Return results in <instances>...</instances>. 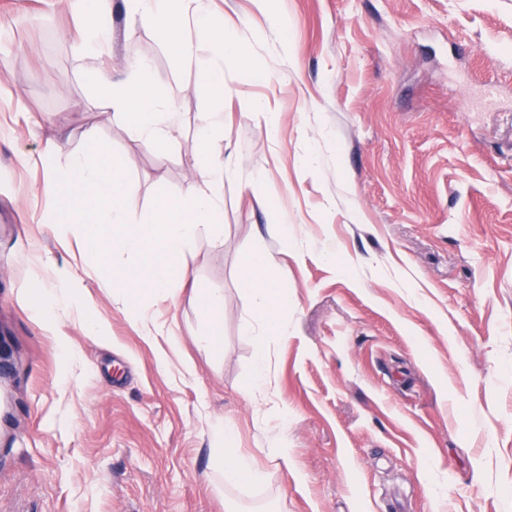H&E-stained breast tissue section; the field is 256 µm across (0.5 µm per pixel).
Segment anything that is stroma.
Here are the masks:
<instances>
[{
    "instance_id": "obj_1",
    "label": "stroma",
    "mask_w": 512,
    "mask_h": 512,
    "mask_svg": "<svg viewBox=\"0 0 512 512\" xmlns=\"http://www.w3.org/2000/svg\"><path fill=\"white\" fill-rule=\"evenodd\" d=\"M272 8L285 31L252 0H212L215 23L262 68H224V136L211 143L237 172L224 182V241L198 232L148 335L137 296L100 288L114 274L103 260L70 316L36 314L49 263L78 265L91 249L77 228L41 223L54 201L41 168L19 158L61 136L84 150L95 127L126 207L157 217L195 175L212 96L112 0L113 79L138 55L158 87L180 90L179 139L145 150L102 111L66 37L82 21L75 0H0L11 35L0 45V328L16 362L0 380V512H225L229 501L240 512H512V0ZM256 172L263 182L247 186ZM283 215L286 242L270 232ZM257 250L288 295V333L267 340L255 400L240 271ZM212 291L224 295L223 332L202 349ZM88 315L102 337L87 335ZM62 337L80 354L65 388ZM219 418L263 484H215ZM277 439L292 471L267 457Z\"/></svg>"
}]
</instances>
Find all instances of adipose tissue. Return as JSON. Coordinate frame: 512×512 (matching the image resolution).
<instances>
[{
  "label": "adipose tissue",
  "mask_w": 512,
  "mask_h": 512,
  "mask_svg": "<svg viewBox=\"0 0 512 512\" xmlns=\"http://www.w3.org/2000/svg\"><path fill=\"white\" fill-rule=\"evenodd\" d=\"M83 2L90 20L71 32L70 38L95 58L112 43V30L107 24L112 0ZM126 7L131 18L158 30L180 63L196 69L214 100L223 102L224 65L230 59L242 57L243 50L214 24L209 0H126ZM201 43L212 49L204 62L196 55V47ZM128 69L127 80L116 83L109 69L92 68L101 107L125 121L131 135L144 147L173 142L179 132L176 90L155 89L151 67L143 59L130 58ZM223 132V112L216 109L202 113L197 177L175 210L161 222L137 218L122 202L123 185L107 167L109 150L95 128H87L83 133L85 151L67 152L62 143L54 142L41 154L45 183L55 197L57 212L67 214L85 239L111 243L114 253L138 257L137 266L124 269L119 277L108 280L107 286H136L144 301L136 312L139 320L148 317L146 301L173 297L175 285L185 276L184 255L196 233L207 231L217 241L224 235V179L231 176L232 169L209 149L210 141ZM272 266V257L258 252L241 271L242 286L249 294L250 316L243 333L254 340L256 347L250 387L254 395L265 389L266 338L288 333L279 314L287 300L268 277ZM38 299L43 310L59 318L67 316L77 299L72 270L52 268Z\"/></svg>",
  "instance_id": "obj_1"
}]
</instances>
